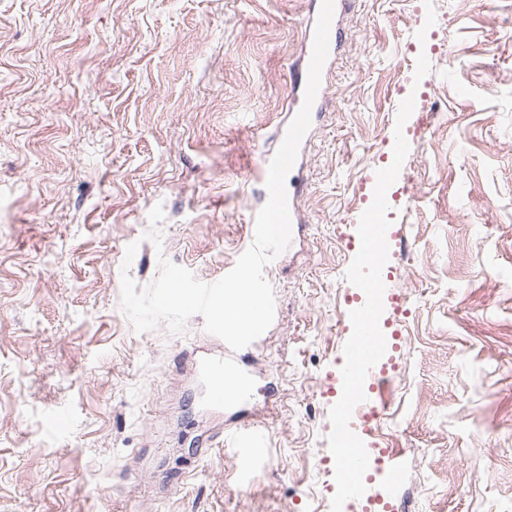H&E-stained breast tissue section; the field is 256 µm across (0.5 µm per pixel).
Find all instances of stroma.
<instances>
[{
  "label": "stroma",
  "instance_id": "obj_1",
  "mask_svg": "<svg viewBox=\"0 0 512 512\" xmlns=\"http://www.w3.org/2000/svg\"><path fill=\"white\" fill-rule=\"evenodd\" d=\"M311 8L0 0V512H331L349 242L411 94L387 192L385 408L351 429L399 464L393 495L385 464L366 472L393 512H512V0H350L286 179L302 227L264 273L275 319L245 402L208 407L202 316L139 334L121 310L122 272L143 287L165 259L211 284L246 250ZM54 410L69 429L47 431ZM245 425L267 446L243 475L224 436ZM349 2H350L349 0H335V12H334V17H333L331 27H330V33H329V56H328V59L323 67L321 86H320V89L318 91L317 97L315 99V102H314L312 110H311V125L300 144L299 152L306 145V143L308 142V140L311 136L313 116L319 112V110L322 108V105L324 103L325 94H326L325 73L327 71V68H328L334 54L336 53V50H337L338 44H339V40H340V32L336 26V19H337L338 14L343 10L345 5H347ZM299 152H298V157H297L294 167L298 163Z\"/></svg>",
  "mask_w": 512,
  "mask_h": 512
}]
</instances>
